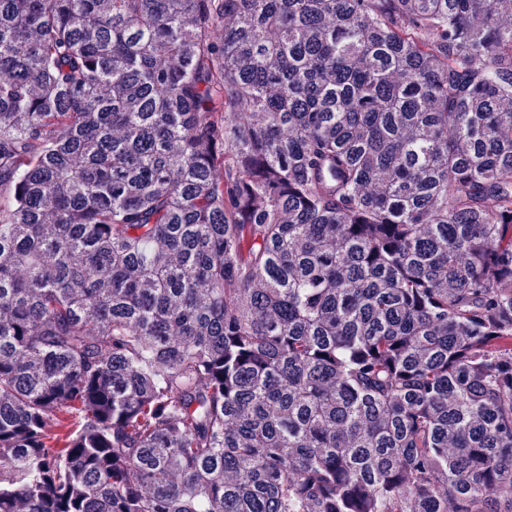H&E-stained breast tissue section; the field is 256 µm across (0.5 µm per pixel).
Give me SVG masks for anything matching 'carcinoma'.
<instances>
[{
	"label": "carcinoma",
	"mask_w": 512,
	"mask_h": 512,
	"mask_svg": "<svg viewBox=\"0 0 512 512\" xmlns=\"http://www.w3.org/2000/svg\"><path fill=\"white\" fill-rule=\"evenodd\" d=\"M511 15L0 0V512H512Z\"/></svg>",
	"instance_id": "cac0c4a2"
}]
</instances>
